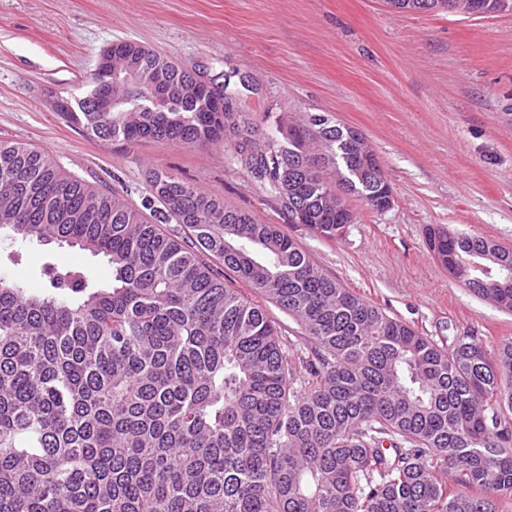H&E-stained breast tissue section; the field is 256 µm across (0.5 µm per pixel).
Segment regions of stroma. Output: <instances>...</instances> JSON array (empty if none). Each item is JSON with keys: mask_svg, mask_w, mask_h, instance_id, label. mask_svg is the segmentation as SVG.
<instances>
[{"mask_svg": "<svg viewBox=\"0 0 512 512\" xmlns=\"http://www.w3.org/2000/svg\"><path fill=\"white\" fill-rule=\"evenodd\" d=\"M139 43L227 91L264 131L318 113L360 131L393 191L380 211L356 196L340 237L285 221L234 151L164 140L102 139L64 118L58 97L86 81L112 43ZM0 141L49 154L97 190L146 208L153 172L167 171L224 205L280 225L323 272L438 344L473 335L487 350L512 336V314L451 277L429 228L512 247V15L390 10L384 0H0ZM0 279L44 288L46 262L108 282L106 259L0 233ZM261 302V301H260ZM291 356L312 344L278 305L262 301Z\"/></svg>", "mask_w": 512, "mask_h": 512, "instance_id": "obj_1", "label": "stroma"}]
</instances>
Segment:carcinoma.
<instances>
[{
	"instance_id": "1",
	"label": "carcinoma",
	"mask_w": 512,
	"mask_h": 512,
	"mask_svg": "<svg viewBox=\"0 0 512 512\" xmlns=\"http://www.w3.org/2000/svg\"><path fill=\"white\" fill-rule=\"evenodd\" d=\"M453 3L512 14V0ZM112 72V112L87 97L63 116L128 144L222 143L314 234L333 240L353 222L342 195L381 191V165L351 128L310 113L279 139L248 112H203L189 72L137 43L112 44ZM157 85L162 112L145 95ZM151 193L192 244L48 154L0 141V230L112 269L107 285L56 262L40 291L0 281V512H497L512 498V337L492 355L474 336L440 345L327 276L278 225L166 171ZM428 245L445 269L489 252L512 271V249L485 237L433 228ZM208 256L294 318L311 356L290 357ZM458 281L512 311V286L462 270Z\"/></svg>"
}]
</instances>
